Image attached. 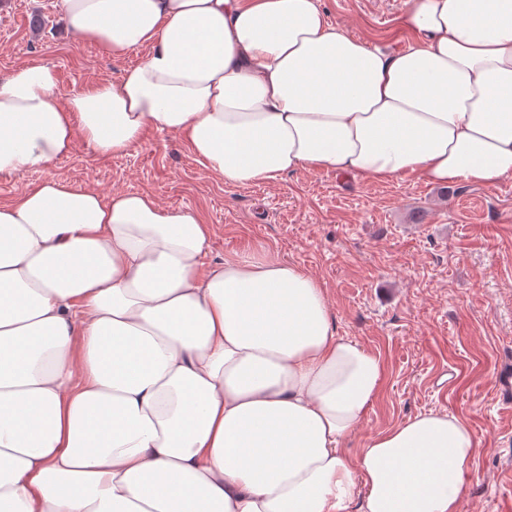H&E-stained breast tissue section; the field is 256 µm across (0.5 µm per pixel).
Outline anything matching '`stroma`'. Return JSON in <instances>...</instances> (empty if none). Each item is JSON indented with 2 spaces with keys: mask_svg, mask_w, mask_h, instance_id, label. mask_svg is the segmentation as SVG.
<instances>
[{
  "mask_svg": "<svg viewBox=\"0 0 512 512\" xmlns=\"http://www.w3.org/2000/svg\"><path fill=\"white\" fill-rule=\"evenodd\" d=\"M56 0H0V76L31 61L54 65L67 100L143 60L74 43ZM328 21L366 45L398 51L408 0H320ZM63 178L104 195L143 192L211 224V260L263 247L326 288L337 334L378 354L377 399L346 442L367 441L427 412L467 422L480 446L460 512H512V409L494 391L512 362V177L492 186L432 185L415 176L380 183L332 169L300 170L269 185L227 187L184 136L148 133L120 156L84 143L45 168L0 174V204Z\"/></svg>",
  "mask_w": 512,
  "mask_h": 512,
  "instance_id": "obj_1",
  "label": "stroma"
}]
</instances>
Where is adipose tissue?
<instances>
[{"instance_id":"ef3b65f1","label":"adipose tissue","mask_w":512,"mask_h":512,"mask_svg":"<svg viewBox=\"0 0 512 512\" xmlns=\"http://www.w3.org/2000/svg\"><path fill=\"white\" fill-rule=\"evenodd\" d=\"M75 42L146 58L67 100L0 78V174L84 142L185 136L230 187L331 168L384 182L512 176V0H409L394 53L319 0H58ZM147 193L51 178L0 205V512H459L479 446L428 412L344 444L384 379L325 288Z\"/></svg>"}]
</instances>
